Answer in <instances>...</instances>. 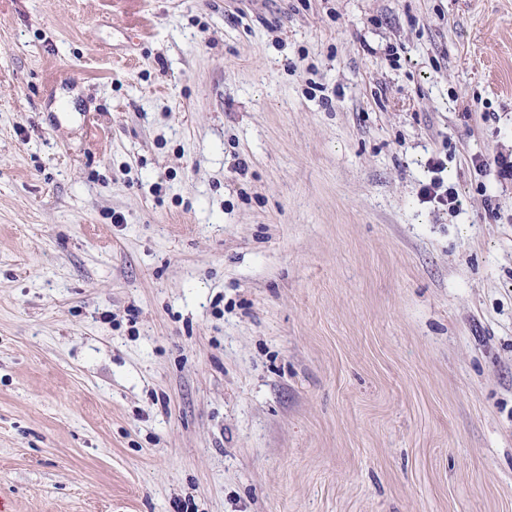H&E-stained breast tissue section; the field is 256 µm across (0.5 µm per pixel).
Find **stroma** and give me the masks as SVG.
Returning <instances> with one entry per match:
<instances>
[{
	"mask_svg": "<svg viewBox=\"0 0 512 512\" xmlns=\"http://www.w3.org/2000/svg\"><path fill=\"white\" fill-rule=\"evenodd\" d=\"M0 512H512V0H0ZM444 183L440 178H434L430 184L421 187V195L429 201L436 200L437 203L448 206V209L455 210L461 206L457 193L451 188L443 189Z\"/></svg>",
	"mask_w": 512,
	"mask_h": 512,
	"instance_id": "1",
	"label": "stroma"
}]
</instances>
